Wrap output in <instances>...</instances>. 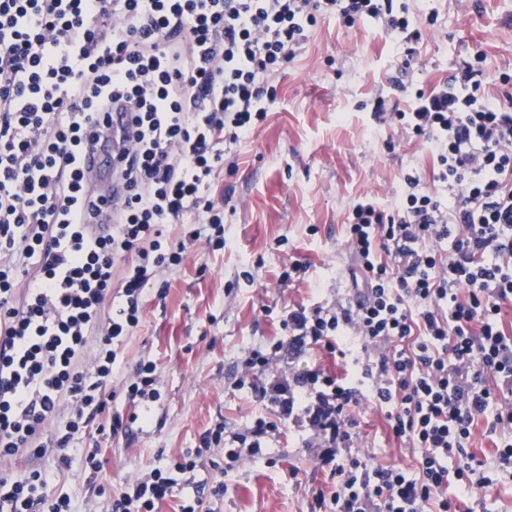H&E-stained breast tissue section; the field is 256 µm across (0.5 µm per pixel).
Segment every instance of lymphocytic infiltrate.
<instances>
[{
	"label": "lymphocytic infiltrate",
	"mask_w": 512,
	"mask_h": 512,
	"mask_svg": "<svg viewBox=\"0 0 512 512\" xmlns=\"http://www.w3.org/2000/svg\"><path fill=\"white\" fill-rule=\"evenodd\" d=\"M321 16L419 38L394 0H0L1 461L33 447L63 400L61 452L108 407L114 344L188 246L223 247L210 190L224 148L266 118L272 78ZM498 82L486 94L476 56L392 112L435 154L448 194L412 172L390 210L354 201L346 243L362 292L291 315L297 340L361 351L359 377L324 376L331 395L310 419L336 480L317 512H462V494L492 487L489 470L512 473V75ZM190 213L194 228L162 246L163 226ZM363 404L384 408L414 472L362 455L347 426ZM486 417L509 432L488 461L469 448ZM277 429L260 417L208 440L259 460ZM175 485L155 468L107 512H153ZM47 488L38 470L1 477L0 512H70Z\"/></svg>",
	"instance_id": "1"
}]
</instances>
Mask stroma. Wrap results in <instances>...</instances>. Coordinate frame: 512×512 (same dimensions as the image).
<instances>
[{
    "mask_svg": "<svg viewBox=\"0 0 512 512\" xmlns=\"http://www.w3.org/2000/svg\"><path fill=\"white\" fill-rule=\"evenodd\" d=\"M421 34L419 56L404 66L396 39L377 24L348 28L326 17L310 28L304 53L272 81L266 119L231 147L235 167L216 182L214 197L232 188L224 208V247L199 243L166 286H154L140 323L116 348L115 396L69 444L68 464L56 454L20 452L0 462V476L33 470L50 478L51 494L71 499L72 512H105L127 482L153 468H172L201 447L205 431L235 432L254 419L278 420L267 439L268 462L229 465L224 447L202 449L194 471L177 473L176 496L157 512H177L200 499L199 512H311L316 491L332 493L305 401L291 413L271 402L275 388L299 394L315 369L344 375L343 358L324 345L296 343L283 321L298 306L331 308L353 292L356 264L345 243L348 208L370 196L384 209L396 201L404 173L431 184L435 155L415 137L398 136L373 114L376 97L398 99L400 87L430 90L462 60L480 54L489 77L512 74V0H404ZM436 23H429V16ZM303 272L289 274L293 264ZM281 349L265 374L239 385L248 352ZM153 362L160 396H129L125 382L141 362ZM117 434H107L113 418ZM354 430L373 463L411 467V449L395 442L383 412L357 410ZM97 446L89 468L86 448ZM223 481V497L211 493Z\"/></svg>",
    "mask_w": 512,
    "mask_h": 512,
    "instance_id": "obj_1",
    "label": "stroma"
}]
</instances>
